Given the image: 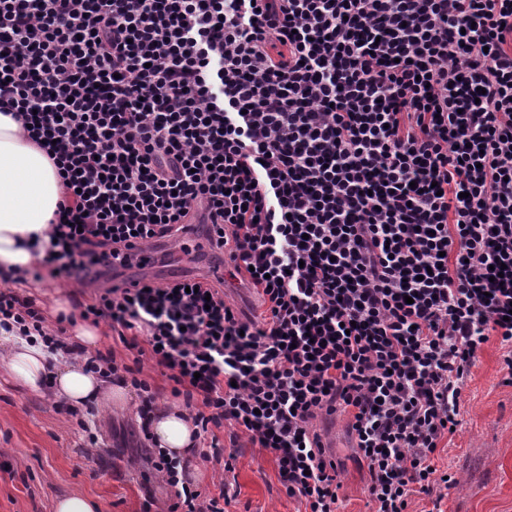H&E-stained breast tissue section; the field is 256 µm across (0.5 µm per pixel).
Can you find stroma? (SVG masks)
Masks as SVG:
<instances>
[{
  "label": "stroma",
  "mask_w": 512,
  "mask_h": 512,
  "mask_svg": "<svg viewBox=\"0 0 512 512\" xmlns=\"http://www.w3.org/2000/svg\"><path fill=\"white\" fill-rule=\"evenodd\" d=\"M189 275L208 276L225 268L224 299L243 316L261 308L260 295L225 258L206 250L184 259ZM461 425L445 437L440 469L457 480L442 494L414 493L407 512H512V373L503 362L497 340H490L462 389ZM140 402L124 409L96 405L88 429H81L69 407L48 394H36L0 370V512H53L62 495H90L101 512H142L145 496H153L152 512H168L174 490L157 476H141L133 460L139 444ZM315 430L332 445L340 468V512H369L367 471L356 460L349 418L322 416ZM97 445H90L89 435ZM230 466L192 460L195 486L208 495L227 490L226 512H305L288 497L274 458L250 443L235 427L217 432Z\"/></svg>",
  "instance_id": "35a3bbf8"
}]
</instances>
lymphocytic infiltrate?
<instances>
[{"mask_svg":"<svg viewBox=\"0 0 512 512\" xmlns=\"http://www.w3.org/2000/svg\"><path fill=\"white\" fill-rule=\"evenodd\" d=\"M0 112L67 194L33 279L94 287L195 223L261 292L257 321L190 276L80 312L169 372L200 460L233 425L338 512L312 423L342 410L373 512L453 486L435 459L462 382L493 338L512 372V0H0ZM10 280L0 323L77 353ZM86 369L155 400L114 350ZM146 461L170 512H224L186 462Z\"/></svg>","mask_w":512,"mask_h":512,"instance_id":"obj_1","label":"lymphocytic infiltrate"}]
</instances>
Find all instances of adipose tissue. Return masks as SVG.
Wrapping results in <instances>:
<instances>
[{
    "instance_id": "ef3b65f1",
    "label": "adipose tissue",
    "mask_w": 512,
    "mask_h": 512,
    "mask_svg": "<svg viewBox=\"0 0 512 512\" xmlns=\"http://www.w3.org/2000/svg\"><path fill=\"white\" fill-rule=\"evenodd\" d=\"M63 197L61 181L47 158L28 141L21 125L0 113V271L29 270L44 257L35 237L45 235L49 222ZM0 342L8 351L0 361L17 382L32 392L52 389L71 406L102 400L124 407V387L107 384L87 372L83 362L49 365L41 346L31 345L5 332ZM157 448L178 458L189 457L196 428L189 414L175 406H163L142 421Z\"/></svg>"
}]
</instances>
